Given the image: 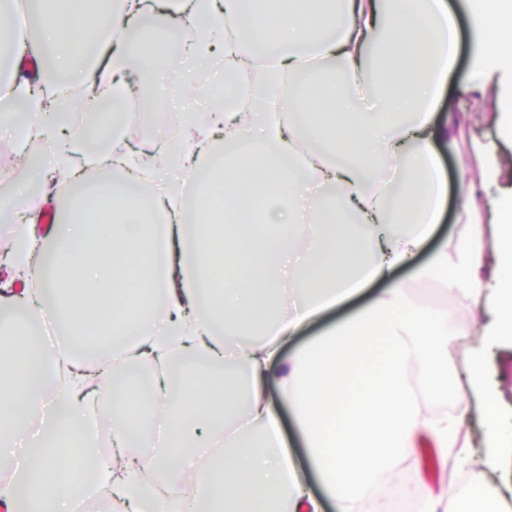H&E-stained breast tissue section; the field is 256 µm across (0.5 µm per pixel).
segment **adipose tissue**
<instances>
[{
	"instance_id": "obj_1",
	"label": "adipose tissue",
	"mask_w": 512,
	"mask_h": 512,
	"mask_svg": "<svg viewBox=\"0 0 512 512\" xmlns=\"http://www.w3.org/2000/svg\"><path fill=\"white\" fill-rule=\"evenodd\" d=\"M102 0H39L41 33L30 37L0 14L4 52L18 61L52 57L57 86L85 78L103 54L104 25L132 29L146 0L121 12ZM264 17L257 25L256 17ZM477 66L512 63V0H468ZM251 32L248 50L239 47ZM156 50L140 81L161 83L160 105L173 136L164 149L131 153L120 145L87 150L102 129L85 124L64 135L72 100L10 76L7 97L36 138L52 144L36 171L65 169L86 186L82 200L55 218L50 236L27 227L12 267L37 289L0 302V461L31 418L44 422L22 466L0 480V505L14 512H73L96 485L121 512H348L349 502L383 490L388 474L411 458L419 430L454 444L459 421L425 418L428 406L475 397L488 425L486 464L503 452L502 413L473 360L470 386L449 374L443 338L448 314L416 306L403 283L306 344L286 346L303 323L357 295L392 271L436 280L473 303H488L492 336H512V202L490 230L472 185L461 184L455 246L440 243L421 265L415 256L439 223L448 183L438 150L457 147L467 125L441 93L457 58L459 33L447 0H169L143 34ZM224 41V82L248 78L245 99L198 119L171 107L163 79L171 61L184 77L205 69L215 39ZM103 167L133 175L154 171L172 193L197 190L192 210L173 207L166 226L167 264H152L162 201L136 200L130 187L88 179ZM108 198L104 208L95 199ZM322 224L301 262L300 229ZM500 255L498 288L481 294L485 245ZM258 264L244 266L245 255ZM37 308L67 331L68 377L44 411V385L33 376L28 326L10 311ZM110 330L108 345L125 362L83 363L90 327ZM420 369L422 397L406 376ZM111 386L115 457L93 460L89 479L73 473L91 446L96 386ZM139 390V403L128 399ZM286 400L313 478L294 463L280 425ZM224 451L188 468L211 435ZM192 477L193 490L175 491Z\"/></svg>"
}]
</instances>
